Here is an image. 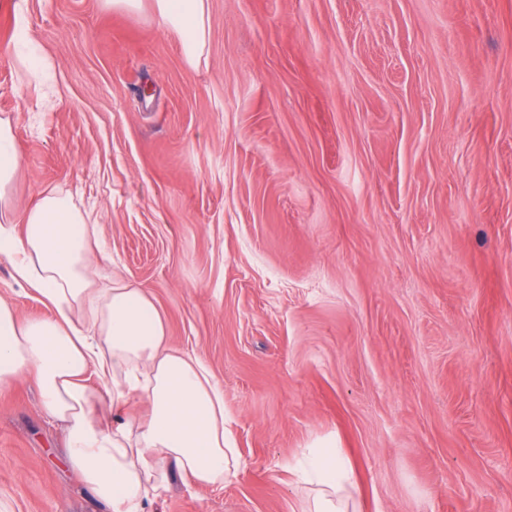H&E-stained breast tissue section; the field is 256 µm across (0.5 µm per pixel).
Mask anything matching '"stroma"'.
<instances>
[{
	"instance_id": "stroma-1",
	"label": "stroma",
	"mask_w": 512,
	"mask_h": 512,
	"mask_svg": "<svg viewBox=\"0 0 512 512\" xmlns=\"http://www.w3.org/2000/svg\"><path fill=\"white\" fill-rule=\"evenodd\" d=\"M189 64L153 0H0L12 195L90 210L105 273L224 389L237 478L150 512H301L351 460L364 512H512V0H206ZM151 88L142 96V88ZM0 298L49 310L0 255ZM23 376L0 512H108Z\"/></svg>"
}]
</instances>
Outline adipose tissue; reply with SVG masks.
<instances>
[{
    "label": "adipose tissue",
    "instance_id": "adipose-tissue-1",
    "mask_svg": "<svg viewBox=\"0 0 512 512\" xmlns=\"http://www.w3.org/2000/svg\"><path fill=\"white\" fill-rule=\"evenodd\" d=\"M154 5L197 63L206 46L205 0ZM19 164L12 123L0 119V255L52 312L23 320L0 298V393L21 376L35 379L45 415L65 428L68 466L111 512H147L174 473L201 485L235 478L242 460L231 446L223 389L196 355L169 348L144 289L97 281V228L68 196L45 192L15 212L9 190ZM136 398L146 401V418L126 415ZM303 480L314 491L308 512H361L352 470L335 450H320Z\"/></svg>",
    "mask_w": 512,
    "mask_h": 512
}]
</instances>
